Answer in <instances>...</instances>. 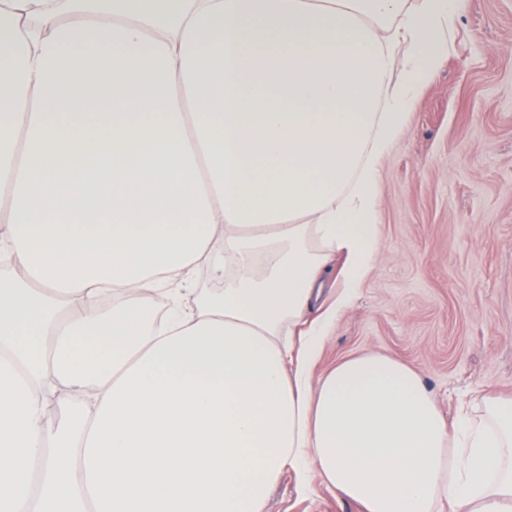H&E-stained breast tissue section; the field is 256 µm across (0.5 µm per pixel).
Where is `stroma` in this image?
Listing matches in <instances>:
<instances>
[{"label":"stroma","mask_w":512,"mask_h":512,"mask_svg":"<svg viewBox=\"0 0 512 512\" xmlns=\"http://www.w3.org/2000/svg\"><path fill=\"white\" fill-rule=\"evenodd\" d=\"M381 256L316 373L362 352L418 371L448 423L512 399V0H461L444 65L380 166ZM269 512H361L284 471Z\"/></svg>","instance_id":"stroma-1"}]
</instances>
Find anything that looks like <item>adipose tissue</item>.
<instances>
[{"label":"adipose tissue","mask_w":512,"mask_h":512,"mask_svg":"<svg viewBox=\"0 0 512 512\" xmlns=\"http://www.w3.org/2000/svg\"><path fill=\"white\" fill-rule=\"evenodd\" d=\"M30 2L0 0V512H265L287 469L512 512V399L454 431L390 357L313 374L460 0Z\"/></svg>","instance_id":"adipose-tissue-1"}]
</instances>
